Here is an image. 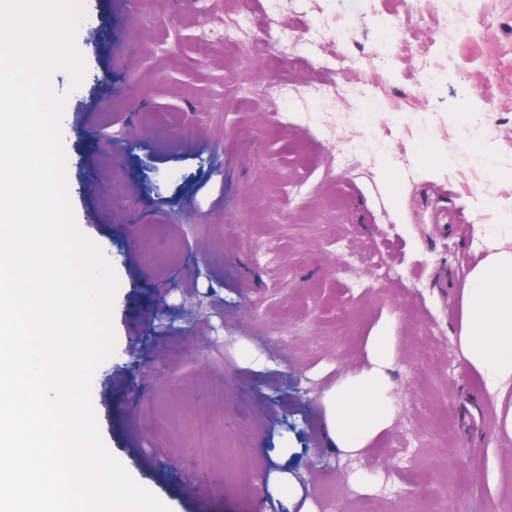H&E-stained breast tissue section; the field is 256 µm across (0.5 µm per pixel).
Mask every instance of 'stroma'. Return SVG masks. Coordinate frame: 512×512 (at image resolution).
<instances>
[{"label":"stroma","mask_w":512,"mask_h":512,"mask_svg":"<svg viewBox=\"0 0 512 512\" xmlns=\"http://www.w3.org/2000/svg\"><path fill=\"white\" fill-rule=\"evenodd\" d=\"M77 13L83 79L50 83L76 227L118 283L91 384L109 452L171 512H512V441L457 349L472 227L512 207V0ZM231 18L249 36L201 53ZM381 331L393 419L359 454L327 448L322 396ZM202 403L235 426L198 435Z\"/></svg>","instance_id":"obj_1"}]
</instances>
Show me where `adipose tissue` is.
Listing matches in <instances>:
<instances>
[{
	"label": "adipose tissue",
	"mask_w": 512,
	"mask_h": 512,
	"mask_svg": "<svg viewBox=\"0 0 512 512\" xmlns=\"http://www.w3.org/2000/svg\"><path fill=\"white\" fill-rule=\"evenodd\" d=\"M476 234L486 256L465 277L458 344L495 404L498 429L512 439V225L480 224ZM370 355V367L341 375L323 400L322 435L344 452L366 448L392 414L380 369L390 356L388 336L372 337Z\"/></svg>",
	"instance_id": "ef3b65f1"
}]
</instances>
